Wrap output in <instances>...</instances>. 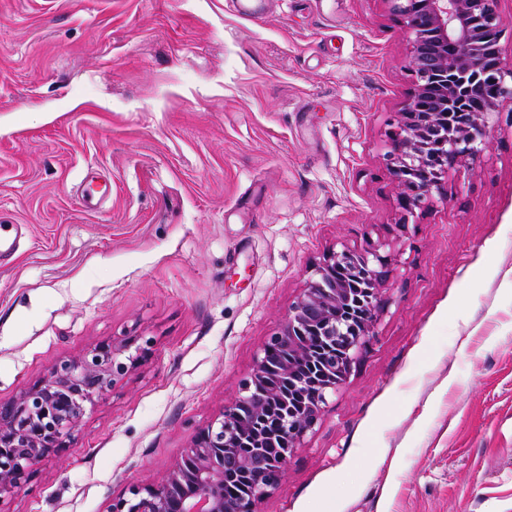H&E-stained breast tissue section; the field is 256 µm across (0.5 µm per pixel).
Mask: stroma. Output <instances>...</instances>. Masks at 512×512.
Returning a JSON list of instances; mask_svg holds the SVG:
<instances>
[{
  "label": "stroma",
  "mask_w": 512,
  "mask_h": 512,
  "mask_svg": "<svg viewBox=\"0 0 512 512\" xmlns=\"http://www.w3.org/2000/svg\"><path fill=\"white\" fill-rule=\"evenodd\" d=\"M409 48L386 0H0V400L153 341L7 512L159 480L329 252L378 241L375 334L254 512H512V103L399 231Z\"/></svg>",
  "instance_id": "stroma-1"
}]
</instances>
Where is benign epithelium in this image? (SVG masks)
I'll return each mask as SVG.
<instances>
[{
	"instance_id": "1",
	"label": "benign epithelium",
	"mask_w": 512,
	"mask_h": 512,
	"mask_svg": "<svg viewBox=\"0 0 512 512\" xmlns=\"http://www.w3.org/2000/svg\"><path fill=\"white\" fill-rule=\"evenodd\" d=\"M410 36L413 87L403 104L393 149L387 155L399 187L398 226L431 203L432 189L448 173L474 162L486 146L489 116L512 99L502 57L490 61L481 54L489 35H501L498 0H387ZM468 75L492 96L473 112H450L460 95L457 75ZM382 245L364 250L344 247L332 252L316 271L291 309L287 322L264 343L243 395L195 435L191 445L158 483L132 485L111 498L105 512H235L224 498V465L238 459V437L266 413L265 395L256 394L266 371L267 353L288 342L303 358L308 349L298 337L317 324L345 337L346 372L358 361L374 336L381 290L389 275V258ZM357 309L354 322L336 323L343 303ZM150 341L127 336L102 341L76 359L61 360L49 375L15 398L0 401V506L22 490L35 466L59 455L74 442L87 414L149 353ZM340 380L310 381L311 403L293 414L288 452L272 461L285 472L294 450L320 420L328 396Z\"/></svg>"
}]
</instances>
